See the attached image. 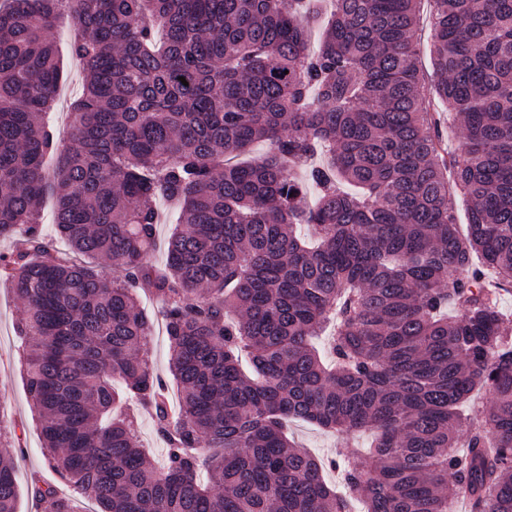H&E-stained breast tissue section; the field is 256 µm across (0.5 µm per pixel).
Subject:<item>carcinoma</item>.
Wrapping results in <instances>:
<instances>
[{
    "label": "carcinoma",
    "instance_id": "obj_1",
    "mask_svg": "<svg viewBox=\"0 0 512 512\" xmlns=\"http://www.w3.org/2000/svg\"><path fill=\"white\" fill-rule=\"evenodd\" d=\"M335 2L312 52L293 0H0V243H15L0 281L70 488L33 479L40 512L76 496L94 512H450L459 495L512 512V339L486 277L512 285V0H429L428 89L417 0ZM63 11L84 89L60 146L45 115ZM444 123L463 129L453 153ZM258 141L265 157L234 161ZM48 194L67 252L39 222ZM161 199L180 215L158 269ZM141 290L160 304L176 418ZM127 401L152 412L162 466ZM292 420L374 435L333 462L349 497ZM19 501L1 456L0 512ZM417 20V49L421 60V75L426 87H430L434 80V71L431 64L429 50L431 45V14L430 4L427 0H420L416 4Z\"/></svg>",
    "mask_w": 512,
    "mask_h": 512
}]
</instances>
